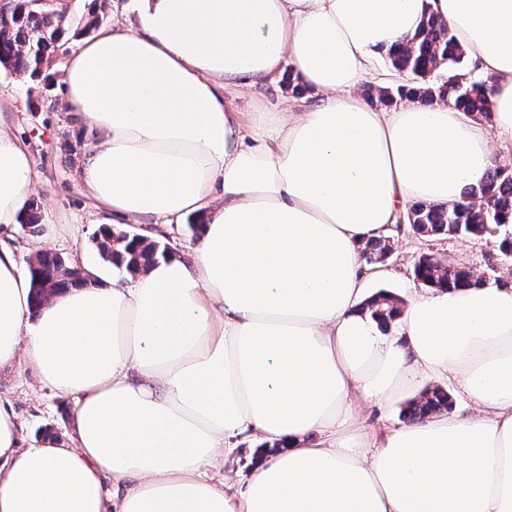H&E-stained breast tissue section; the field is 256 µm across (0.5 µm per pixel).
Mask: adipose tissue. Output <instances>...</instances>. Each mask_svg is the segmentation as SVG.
I'll return each instance as SVG.
<instances>
[{
  "label": "adipose tissue",
  "instance_id": "adipose-tissue-1",
  "mask_svg": "<svg viewBox=\"0 0 512 512\" xmlns=\"http://www.w3.org/2000/svg\"><path fill=\"white\" fill-rule=\"evenodd\" d=\"M62 71L77 177L132 224L201 221L188 257L31 305L11 241L37 177L0 118V369L73 398L22 447L0 401V512H512V288H422L362 312L361 251L413 201H462L512 135V0H133ZM433 12L492 77V124L359 93ZM291 66L317 98L250 122L227 89ZM452 377L469 413L377 436L354 416ZM239 437L277 444L214 483Z\"/></svg>",
  "mask_w": 512,
  "mask_h": 512
}]
</instances>
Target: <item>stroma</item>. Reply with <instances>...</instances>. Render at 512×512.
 <instances>
[{"label":"stroma","mask_w":512,"mask_h":512,"mask_svg":"<svg viewBox=\"0 0 512 512\" xmlns=\"http://www.w3.org/2000/svg\"><path fill=\"white\" fill-rule=\"evenodd\" d=\"M98 13L105 25L124 24L129 18V0H68L63 15L73 37L63 45L64 54H72L88 40L83 27ZM299 91L311 98L316 95L307 86ZM299 91L289 86L287 76L283 75L264 84L258 93L236 91L232 98L239 111L251 112L260 106L285 105ZM63 100L60 79L31 81L0 69V116L28 148L38 175L31 198L38 203L42 215L51 219L50 225H39L34 234L22 225H14V241L23 248L57 253L68 261L79 245L90 261L99 263L92 242L96 230L91 218L93 202L76 178L82 163L85 132L72 125L60 107ZM50 228L55 231L53 240H43V233ZM389 235L392 254L379 265L378 276L369 280V292L385 289L402 296L418 287L413 267L425 253L465 263L481 282L512 286V256L501 252L498 235L422 237L405 221L390 230ZM0 398L10 401L23 437H37L49 429L56 438H66L72 403L64 402L58 392L40 385L28 365L0 370ZM265 454V449L252 440H240L224 467L209 470L208 475L217 481L228 472L240 482H247Z\"/></svg>","instance_id":"obj_1"}]
</instances>
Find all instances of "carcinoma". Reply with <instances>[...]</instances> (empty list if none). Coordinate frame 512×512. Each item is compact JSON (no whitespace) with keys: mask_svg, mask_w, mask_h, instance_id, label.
Returning <instances> with one entry per match:
<instances>
[{"mask_svg":"<svg viewBox=\"0 0 512 512\" xmlns=\"http://www.w3.org/2000/svg\"><path fill=\"white\" fill-rule=\"evenodd\" d=\"M66 35L62 15L32 0H10L0 7V65L6 70L29 78H39L43 59L57 61ZM392 68L411 75V79L385 89L383 98L389 103L413 97L430 106L438 101L453 104L475 119L491 118L493 85L490 79H466L462 68L466 51L451 30L431 12L424 14L421 28L399 50L388 53ZM414 231L421 236L457 235L483 236L486 225L505 228L512 224V170L493 167L479 186L465 192V201L452 206L421 203L408 216ZM93 241L103 261L131 276L149 264L171 254L168 244L147 240L138 234L118 231L102 224ZM392 249L388 237L381 235L367 243L364 258L370 263H383ZM32 275V307L37 310L47 296L62 293L71 287L93 284L84 279L79 267L66 263L52 253H39L30 264ZM414 276L426 286L465 287L477 285L470 268L447 262L431 255H422L414 265ZM402 299L380 290L363 305L383 327L400 315ZM453 401L441 387L425 389L407 402L403 415L409 421L444 413Z\"/></svg>","mask_w":512,"mask_h":512,"instance_id":"cac0c4a2","label":"carcinoma"}]
</instances>
